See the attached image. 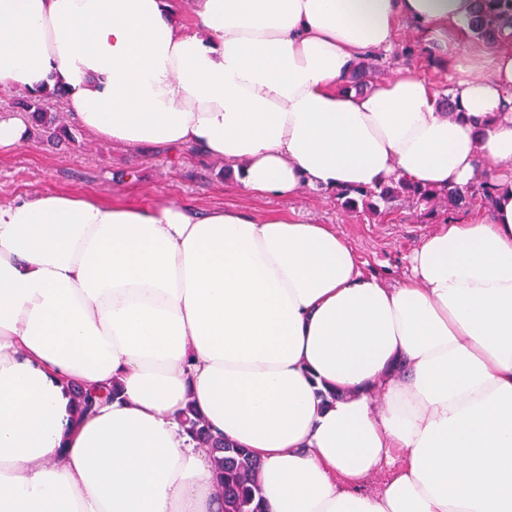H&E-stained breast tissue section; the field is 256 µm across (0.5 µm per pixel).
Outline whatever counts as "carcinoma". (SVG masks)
Listing matches in <instances>:
<instances>
[{
	"label": "carcinoma",
	"instance_id": "cac0c4a2",
	"mask_svg": "<svg viewBox=\"0 0 512 512\" xmlns=\"http://www.w3.org/2000/svg\"><path fill=\"white\" fill-rule=\"evenodd\" d=\"M476 2L477 8L469 23V29L475 36L494 45L512 36V0H496L501 5L497 11L484 7L486 0ZM375 69L376 66L366 59L357 62L349 75L348 83L355 88L363 87L369 74ZM46 99L45 94L31 95L23 102V106L32 112L40 126L50 129L57 120V114L44 110L43 102ZM497 187V176L484 173L476 176L470 186L450 187L444 193L421 189L400 179L374 190L358 191L354 196L348 192H338L336 199L342 201V205L350 211H356L361 207L374 209L375 198L386 203L404 201L413 206L423 205L427 208L444 204L450 210L477 205L488 211ZM73 394L78 411L87 414L94 410L100 398L117 394V388L105 392L100 388L76 385L73 387ZM182 425L207 453L220 476L224 512H262L261 463L250 451L213 436L205 419L191 405L184 411Z\"/></svg>",
	"mask_w": 512,
	"mask_h": 512
}]
</instances>
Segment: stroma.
Wrapping results in <instances>:
<instances>
[{
  "label": "stroma",
  "mask_w": 512,
  "mask_h": 512,
  "mask_svg": "<svg viewBox=\"0 0 512 512\" xmlns=\"http://www.w3.org/2000/svg\"><path fill=\"white\" fill-rule=\"evenodd\" d=\"M440 45L423 47L406 25H399L395 47L379 77L409 68L432 80L448 83L447 72L432 61ZM60 116L53 137L31 131L25 144L0 149V202L42 191L94 193L118 203L168 201L199 209L234 207L256 212H295L319 224L334 225L357 250L366 273L396 284L421 239L444 219L462 223L483 218L478 209L427 215L425 207L379 203L377 211L351 212L335 196L315 191L293 199H260L241 191L222 161L196 152L165 148L128 149L95 139L65 111L60 99L49 101Z\"/></svg>",
  "instance_id": "obj_1"
}]
</instances>
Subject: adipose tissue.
I'll return each mask as SVG.
<instances>
[{
    "label": "adipose tissue",
    "instance_id": "ef3b65f1",
    "mask_svg": "<svg viewBox=\"0 0 512 512\" xmlns=\"http://www.w3.org/2000/svg\"><path fill=\"white\" fill-rule=\"evenodd\" d=\"M473 0H0V86L117 146L293 198L502 175L390 286L333 225L39 192L0 203V512H223L186 406L263 462L264 512H512V40L358 92L354 65ZM456 110L444 112L443 97ZM120 394L79 415L72 384ZM342 390L326 402L323 393Z\"/></svg>",
    "mask_w": 512,
    "mask_h": 512
}]
</instances>
